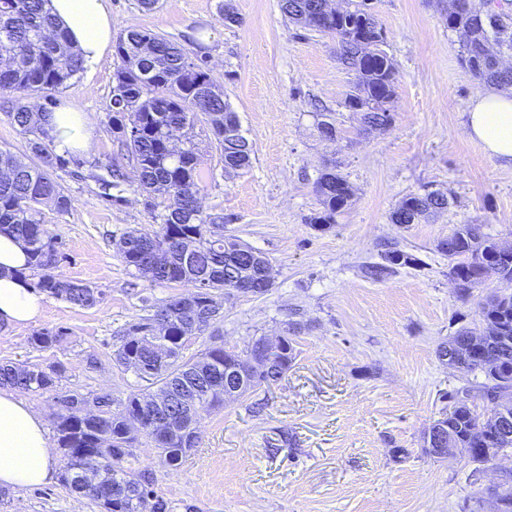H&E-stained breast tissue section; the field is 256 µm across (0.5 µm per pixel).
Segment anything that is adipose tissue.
Listing matches in <instances>:
<instances>
[{
  "instance_id": "ef3b65f1",
  "label": "adipose tissue",
  "mask_w": 512,
  "mask_h": 512,
  "mask_svg": "<svg viewBox=\"0 0 512 512\" xmlns=\"http://www.w3.org/2000/svg\"><path fill=\"white\" fill-rule=\"evenodd\" d=\"M47 8L78 46L85 60L97 59L112 36L106 0H49ZM56 142L88 150V120L74 107L56 108L45 118ZM470 136L495 158L512 166V95L490 91L467 114ZM27 254L19 240L0 234V323L26 326L41 319L45 296L26 277ZM56 454L42 418L13 393L0 391V486L23 488L51 483Z\"/></svg>"
}]
</instances>
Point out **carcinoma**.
I'll return each instance as SVG.
<instances>
[{
	"label": "carcinoma",
	"instance_id": "cac0c4a2",
	"mask_svg": "<svg viewBox=\"0 0 512 512\" xmlns=\"http://www.w3.org/2000/svg\"><path fill=\"white\" fill-rule=\"evenodd\" d=\"M47 0H0V93L12 95L7 117L27 136V151L0 150V232L13 234L30 256V276L47 295L73 306L91 308L102 293L86 284H75L56 273L62 259L58 235L41 219V206L51 203L60 213L72 206L71 197L56 173L71 160L55 149V138L42 117L49 109H34L30 99L50 100L48 93L62 87L83 69L84 60L68 34L59 29L46 9ZM282 12L304 27L336 37L337 58L356 71L358 78L346 97V106L359 112L370 128H386L393 122L388 104L396 92L395 67L386 53L366 52L365 43H383V31L364 0L338 13L332 0H281ZM448 28L464 36L462 62L473 76L487 85L505 88L512 84V69L499 66V59L512 55V0H467L463 10L448 12ZM116 56L121 65L114 74L108 124L124 149L133 176L119 169L107 175L90 174L99 196L118 202L122 186L129 182L141 194L160 197L165 210L160 229L148 232L131 228L115 247L132 275L164 284L189 287L172 296L152 313L132 324L124 334L116 362L125 371L150 383L135 388L117 402L109 393L91 398L76 394L62 400L55 413V431L64 465L61 482L72 491L92 499L102 512H171L167 500L156 494L151 477L135 476L136 448L145 436L142 415L166 401L184 396L194 411L224 406V400L244 397L263 382L281 378L297 353L293 336L302 330L291 324L280 351L269 355L266 370L235 386L229 397L215 388L224 386V369L239 366L248 372V355L236 360L224 353V345L207 347L187 357L181 338L192 332L200 337L219 319L213 291L226 289L263 295L272 286L270 264L260 251L234 234L224 233V217L207 213L192 191L200 178L198 143L188 136L199 122L206 125L209 143L219 151L224 171H245L252 163V149L242 135L236 112L224 100V90L214 83L206 57L195 61L183 47L152 30L127 27L116 37ZM322 210L308 218L323 230L336 222L351 199L348 181L334 170H324L315 182ZM448 206L446 196L430 192L409 194L393 210L394 224H413L421 216ZM438 249L450 260L449 277L459 296H466L484 282L486 267L496 270L500 289L481 306L484 334L471 342L475 332L462 328L441 346H459L463 370L484 376L478 385L485 407L492 408L503 394H512V256L499 250V243L482 231L480 224H459ZM414 258L401 249L386 252L383 262L366 266L368 278L382 281L409 266ZM64 333L43 329L30 337V344L47 350L58 346ZM64 366L49 369L37 365L0 364V387L32 392L53 390ZM455 410L448 417V432L454 447L467 449L476 463L486 461L488 449L498 434L493 418L480 417L458 393L448 394ZM92 403L104 417L83 412ZM119 410H112L113 404ZM177 433L155 446L160 464L178 468L196 447V415L180 416V407L168 406ZM497 512H512V472L494 490Z\"/></svg>",
	"mask_w": 512,
	"mask_h": 512
}]
</instances>
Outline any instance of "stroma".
Returning a JSON list of instances; mask_svg holds the SVG:
<instances>
[{
  "label": "stroma",
  "mask_w": 512,
  "mask_h": 512,
  "mask_svg": "<svg viewBox=\"0 0 512 512\" xmlns=\"http://www.w3.org/2000/svg\"><path fill=\"white\" fill-rule=\"evenodd\" d=\"M237 17L225 25L221 4ZM112 30L149 29L206 55L210 74L237 112L253 148L250 168L225 173L215 149L199 159V196L206 212L224 217L226 233L264 253L273 286L260 296L217 294L223 316L188 349L211 342L246 352L258 336L283 335L302 324L297 359L278 381L265 382L223 409L203 413L199 441L181 468L158 462L149 439L136 450L173 512H495L487 489L499 461L467 456L436 459L423 435L449 409L448 392L468 378L442 363L440 344L460 326H478L480 305L499 288L489 276L460 298L437 249L459 224L483 225L512 245V167L472 140L465 113L486 87L460 63L461 37L449 30V0H371L385 33L383 50L396 68L391 127L364 129L345 105L355 75L336 57V41L288 20L280 0H107ZM114 46L85 63L53 92L94 129L89 152L75 151L79 174L60 173L72 199L68 212L42 208L62 243L57 274L98 288L102 301L79 308L47 298L41 320L0 328V362L66 368L56 390L18 396L53 427L58 397L111 393L124 399L143 382L115 365L128 326L182 293L173 284L134 278L114 240L130 227L158 230L159 207L127 188L120 202L98 197L88 173L128 168L108 126ZM336 119L337 137L316 131L320 114ZM336 166L352 189L330 229L307 219L320 209L315 182ZM437 191L447 211L401 227L390 214L407 194ZM396 247L415 262L383 281L366 265ZM63 329L60 345L32 347L37 330ZM95 366H88V358ZM0 512H98L60 481L0 491Z\"/></svg>",
  "instance_id": "1"
}]
</instances>
